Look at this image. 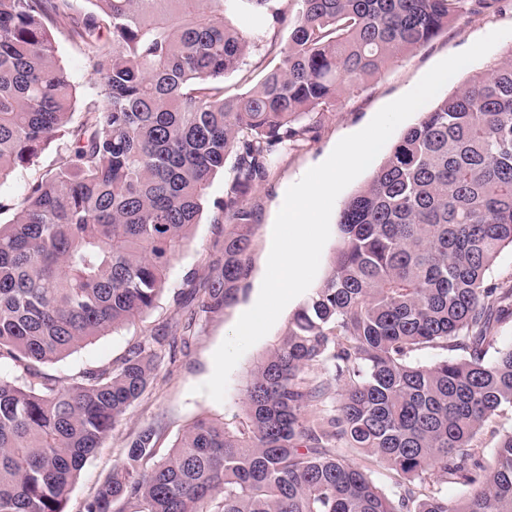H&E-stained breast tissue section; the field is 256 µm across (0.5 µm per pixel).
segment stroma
Listing matches in <instances>:
<instances>
[{"instance_id": "1", "label": "stroma", "mask_w": 512, "mask_h": 512, "mask_svg": "<svg viewBox=\"0 0 512 512\" xmlns=\"http://www.w3.org/2000/svg\"><path fill=\"white\" fill-rule=\"evenodd\" d=\"M512 27V0L491 15H471L460 19L407 58L392 64L377 80L348 93L342 105L322 118L314 140L283 152L248 199L256 214L250 233L249 274L237 299L217 314L196 318L198 292L208 269L224 258V227L214 221V203L224 196V174H217L207 190L204 211L191 237L177 251L168 284L156 306L116 333L103 336L78 349L65 360L46 365L47 373L60 380L122 356L135 342L162 331L175 336L177 354L174 361L163 363L144 395L123 415L100 448L86 461L74 484L66 512H84L86 502L111 474L113 465L124 459L130 441L142 426H153L160 454H167L184 431L197 419L231 421L240 411V392L245 372L254 361L276 342L286 330L296 303H289L269 333L248 349L230 374L223 402H216L198 392L197 387L213 373V354L228 336L239 316L251 308L259 295L271 248L272 229L288 188L305 172L327 159L345 136L363 129L386 104L410 91L422 76L439 61L465 51L488 33ZM56 58L65 68L76 90L73 121H80L87 102L97 92L99 79L77 45L64 39L56 41ZM55 149H48L38 163L17 171L0 183V221L9 222L12 210L22 202L25 186L51 165ZM195 273V282H187V273ZM196 322L190 332L182 326L188 317Z\"/></svg>"}]
</instances>
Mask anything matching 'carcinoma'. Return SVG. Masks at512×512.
<instances>
[{"instance_id":"1","label":"carcinoma","mask_w":512,"mask_h":512,"mask_svg":"<svg viewBox=\"0 0 512 512\" xmlns=\"http://www.w3.org/2000/svg\"><path fill=\"white\" fill-rule=\"evenodd\" d=\"M0 0V183L54 141L56 159L0 224V512H64L72 486L175 341L154 333L67 385L42 369L151 310L230 168L224 263L199 310L247 275V196L277 154L309 140L344 95L448 26L503 0ZM234 11L248 18L235 24ZM288 29L285 43L276 29ZM99 76L74 123L55 38ZM262 46L276 60L246 92L224 76ZM328 275L243 379L235 425L195 421L158 457L144 426L85 512H512V48L421 113L340 208ZM446 355L414 361L422 348ZM315 367L328 378L311 376ZM336 386V413L316 411ZM401 479L386 495L344 452ZM438 473L463 488L450 500Z\"/></svg>"}]
</instances>
